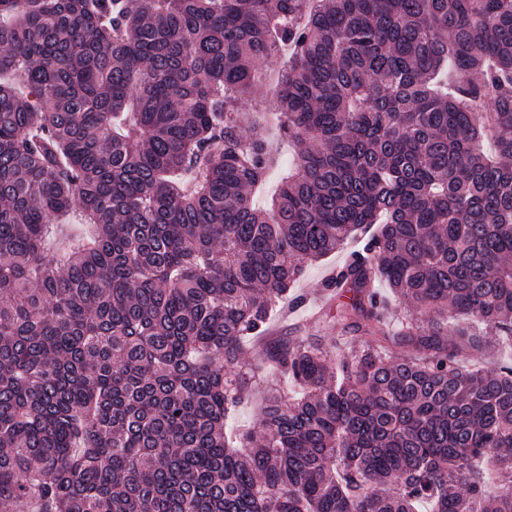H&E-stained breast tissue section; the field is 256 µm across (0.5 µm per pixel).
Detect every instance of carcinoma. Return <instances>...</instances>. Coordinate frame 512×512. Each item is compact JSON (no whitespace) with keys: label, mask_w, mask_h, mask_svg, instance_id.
I'll return each instance as SVG.
<instances>
[{"label":"carcinoma","mask_w":512,"mask_h":512,"mask_svg":"<svg viewBox=\"0 0 512 512\" xmlns=\"http://www.w3.org/2000/svg\"><path fill=\"white\" fill-rule=\"evenodd\" d=\"M267 102L298 152L259 208ZM374 224L326 288L362 346L267 342L224 434ZM511 345L512 0H0L9 512H512V364L466 365ZM362 237L350 241L346 247L323 260L308 265L297 283L292 288L293 296L283 301L272 312L270 317V338L277 339L286 336H300L323 344H337L342 347L346 336H352L342 330V326L331 322H315L313 314L319 309L324 294V283L332 272L343 266L351 253L361 246ZM301 296L304 302L295 307L292 298ZM258 403L257 395L248 403H243L237 410L227 419L226 426L231 430H243L247 428H255L258 430L256 404Z\"/></svg>","instance_id":"obj_1"}]
</instances>
